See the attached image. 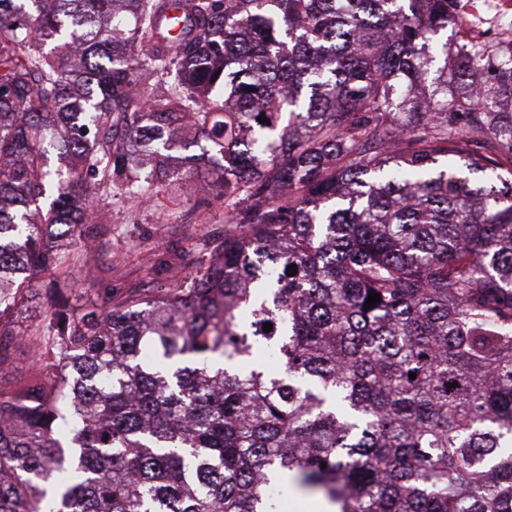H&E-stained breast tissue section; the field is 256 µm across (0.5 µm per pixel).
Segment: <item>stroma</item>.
Masks as SVG:
<instances>
[{
  "mask_svg": "<svg viewBox=\"0 0 512 512\" xmlns=\"http://www.w3.org/2000/svg\"><path fill=\"white\" fill-rule=\"evenodd\" d=\"M495 2L459 0L457 13L465 21L449 24V39L472 38L491 50L503 40L512 41V12L497 13ZM189 154L193 175L179 186H153L149 169L136 172L138 187H151L152 201L140 202L120 187L111 195L98 197L95 207L108 233L98 241L91 267L78 261L25 281L14 308V333L0 340L12 355L9 379H19L29 369L32 354L20 338L43 326L52 288L63 290L71 311L77 314L102 305L109 291L117 295L137 288L154 297L160 289L179 284L203 255L206 239L223 237L228 216L223 201H213L204 211L194 208L199 180L207 175L212 160L196 148Z\"/></svg>",
  "mask_w": 512,
  "mask_h": 512,
  "instance_id": "obj_1",
  "label": "stroma"
}]
</instances>
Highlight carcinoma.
I'll use <instances>...</instances> for the list:
<instances>
[{
	"label": "carcinoma",
	"mask_w": 512,
	"mask_h": 512,
	"mask_svg": "<svg viewBox=\"0 0 512 512\" xmlns=\"http://www.w3.org/2000/svg\"><path fill=\"white\" fill-rule=\"evenodd\" d=\"M457 3L0 0V337L144 157L221 156L229 213L160 297L54 289L0 512H512V47L433 42Z\"/></svg>",
	"instance_id": "obj_1"
}]
</instances>
